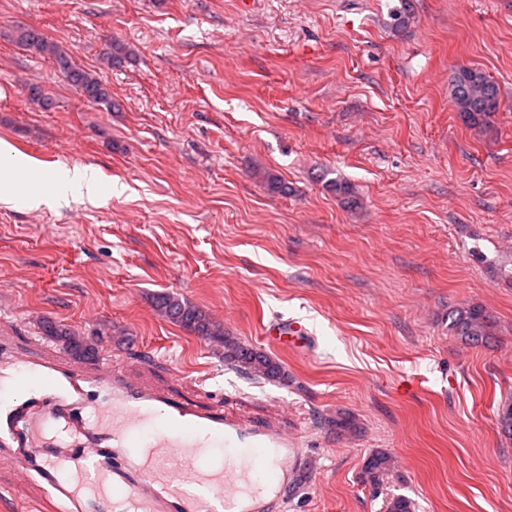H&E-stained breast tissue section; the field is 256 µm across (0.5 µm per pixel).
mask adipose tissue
Masks as SVG:
<instances>
[{
	"label": "adipose tissue",
	"mask_w": 512,
	"mask_h": 512,
	"mask_svg": "<svg viewBox=\"0 0 512 512\" xmlns=\"http://www.w3.org/2000/svg\"><path fill=\"white\" fill-rule=\"evenodd\" d=\"M103 184L95 169L63 165L49 175H42L34 159L22 157L0 141V203H23L30 209L71 196L88 201L102 200Z\"/></svg>",
	"instance_id": "obj_1"
}]
</instances>
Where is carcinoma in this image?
<instances>
[{
	"mask_svg": "<svg viewBox=\"0 0 512 512\" xmlns=\"http://www.w3.org/2000/svg\"><path fill=\"white\" fill-rule=\"evenodd\" d=\"M15 41L28 50L49 56L67 82L89 103L112 106L108 87L94 74L76 65L68 52L33 27L21 26L15 30ZM450 92L460 112L467 121L477 124L499 110L498 86L481 70L461 67L452 79ZM156 311L167 320L209 340L221 342L224 363L255 379L269 381L285 379L281 365L266 353L243 344L237 337L224 332L202 310L169 295L159 294L155 299ZM449 329L466 342L479 345L491 336L492 321L478 305H466L449 314ZM43 334L61 342L74 356L93 357L98 353V343L87 338H77L66 325L45 321ZM498 426L508 437L512 436V403L503 404L498 410ZM395 469L393 457L375 450L367 458L362 482L380 488ZM386 512H414L413 501L405 495H393L386 500Z\"/></svg>",
	"mask_w": 512,
	"mask_h": 512,
	"instance_id": "1",
	"label": "carcinoma"
}]
</instances>
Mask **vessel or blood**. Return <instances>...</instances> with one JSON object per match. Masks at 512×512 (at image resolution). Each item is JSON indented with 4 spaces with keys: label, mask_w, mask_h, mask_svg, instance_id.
I'll use <instances>...</instances> for the list:
<instances>
[{
    "label": "vessel or blood",
    "mask_w": 512,
    "mask_h": 512,
    "mask_svg": "<svg viewBox=\"0 0 512 512\" xmlns=\"http://www.w3.org/2000/svg\"><path fill=\"white\" fill-rule=\"evenodd\" d=\"M31 386L0 388V463L59 512H268L298 466L296 442L274 425L246 428L222 404L169 398L103 361L4 368Z\"/></svg>",
    "instance_id": "obj_1"
}]
</instances>
